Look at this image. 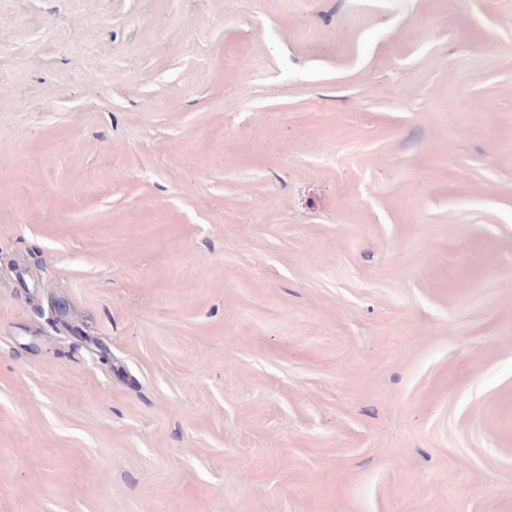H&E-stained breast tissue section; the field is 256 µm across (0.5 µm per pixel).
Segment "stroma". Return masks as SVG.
<instances>
[{"label": "stroma", "mask_w": 512, "mask_h": 512, "mask_svg": "<svg viewBox=\"0 0 512 512\" xmlns=\"http://www.w3.org/2000/svg\"><path fill=\"white\" fill-rule=\"evenodd\" d=\"M0 512H512V0H0Z\"/></svg>", "instance_id": "35a3bbf8"}]
</instances>
